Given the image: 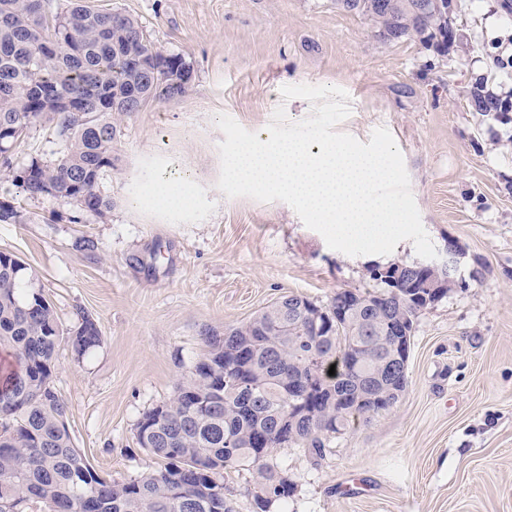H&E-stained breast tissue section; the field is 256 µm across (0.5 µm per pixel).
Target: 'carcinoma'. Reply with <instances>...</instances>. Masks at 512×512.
<instances>
[{"label": "carcinoma", "instance_id": "cac0c4a2", "mask_svg": "<svg viewBox=\"0 0 512 512\" xmlns=\"http://www.w3.org/2000/svg\"><path fill=\"white\" fill-rule=\"evenodd\" d=\"M338 3L373 21L383 39L429 42L439 34L437 47H447L448 27L432 0ZM187 73L185 60L157 50L133 16L78 0L63 11L53 0H0V133L17 132L16 144L32 126L51 123L60 146L56 160L32 157L17 169L0 148L4 170L32 197L66 199L106 218L112 200L97 185L112 168V143L125 115L140 111L145 100L184 95ZM368 273L382 290L351 292L356 307L327 326L270 305L222 333L209 332L207 363L140 420L164 419L149 448L163 468L117 482L100 478L66 427L68 406L51 382L62 335L52 305L27 268L0 252V351L14 361L0 373V419L11 420L0 433V512H21L33 501L50 512H232L212 490L224 489L225 469L250 466L259 490L272 492L254 499L257 512H268L294 487L263 460L291 445L320 456L325 441L355 418L396 402L370 381L385 367V329L400 332L410 351L419 314L413 294L426 278L412 264L401 266L394 285L381 266ZM71 341L80 355L100 344L90 314L77 312ZM242 382L253 386L248 398Z\"/></svg>", "mask_w": 512, "mask_h": 512}]
</instances>
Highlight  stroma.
Wrapping results in <instances>:
<instances>
[{"instance_id": "stroma-1", "label": "stroma", "mask_w": 512, "mask_h": 512, "mask_svg": "<svg viewBox=\"0 0 512 512\" xmlns=\"http://www.w3.org/2000/svg\"><path fill=\"white\" fill-rule=\"evenodd\" d=\"M84 3L138 18L160 51L190 64L192 80L184 96L126 116L99 183L107 218L28 196L0 172V201L20 214L0 224V252L25 262L62 329L82 309L101 330L85 355L66 339L57 348L52 383L76 447L117 481L159 469L137 424L186 382L209 331L289 294L327 305L342 290H378L369 267L417 261L409 240L387 255L331 250L288 204L217 187L218 114L264 142L277 107L292 122L312 111L283 100L282 86H336L350 97L338 131L364 143L380 126L392 134L438 255L457 250L458 286L418 315L408 385L389 410L331 437L322 456L273 453L294 492L271 512H512V119L479 100L485 88L512 93V72L495 65L512 46V5L448 0L442 53L416 37L381 39L336 0ZM58 150L41 124L13 161H52ZM161 179L189 181L190 202L159 207L151 186ZM257 491L253 471H225L234 512H254Z\"/></svg>"}]
</instances>
